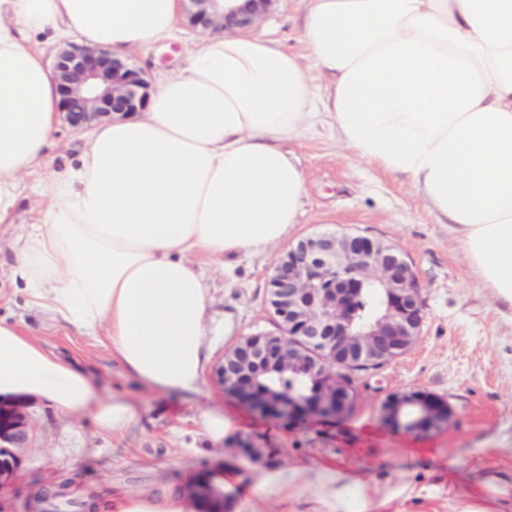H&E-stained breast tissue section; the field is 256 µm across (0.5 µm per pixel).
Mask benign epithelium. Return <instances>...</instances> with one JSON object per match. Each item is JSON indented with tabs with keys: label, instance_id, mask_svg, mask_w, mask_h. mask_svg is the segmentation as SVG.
Returning a JSON list of instances; mask_svg holds the SVG:
<instances>
[{
	"label": "benign epithelium",
	"instance_id": "1",
	"mask_svg": "<svg viewBox=\"0 0 512 512\" xmlns=\"http://www.w3.org/2000/svg\"><path fill=\"white\" fill-rule=\"evenodd\" d=\"M185 24L201 33L255 28L263 14L252 9L216 20L214 0H186ZM52 70L60 112L69 128L81 130L112 113L140 112L150 83L144 72L104 50L79 43L54 53ZM372 284L384 307L371 322L359 316L362 288ZM267 309L274 330L243 337L215 370L225 394L276 417H334L350 410L361 372L404 354L421 335L424 300L412 266L391 246L370 236L331 231L288 245L267 284ZM286 374L306 380L304 395L260 390L261 376ZM385 422L421 432L448 422L443 400L422 391L391 395ZM29 441V419L20 403H0V483L8 480Z\"/></svg>",
	"mask_w": 512,
	"mask_h": 512
}]
</instances>
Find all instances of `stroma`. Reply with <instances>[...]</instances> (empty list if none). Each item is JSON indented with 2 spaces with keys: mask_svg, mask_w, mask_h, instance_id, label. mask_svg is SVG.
<instances>
[{
  "mask_svg": "<svg viewBox=\"0 0 512 512\" xmlns=\"http://www.w3.org/2000/svg\"><path fill=\"white\" fill-rule=\"evenodd\" d=\"M299 0H276L254 28L290 53L305 55ZM203 36L181 27L175 40L144 46L132 55L152 83L184 65ZM306 178L299 224L288 240L324 230L371 236L395 247L412 265L426 307L415 344L381 369L362 376L352 410L339 418L288 422L253 411L224 395L212 375L198 392L156 397L124 375L102 338L76 336L13 294L0 268V317L30 327L60 356L91 371L105 394L127 397L141 410L123 436L100 433L91 422L56 415L25 401L30 439L13 476L0 485V512H54L44 493L63 482L66 512H89L117 495L185 489L231 473L237 491L223 512H329L311 494L327 472L369 481L387 495L382 512H458L473 504L492 508L480 484L486 472L512 467V315L483 288L458 242L434 222L423 197L402 180L358 160L329 125L305 130L288 144ZM287 242L242 258L232 272L205 259L212 298L213 361L242 337L272 328L267 283ZM409 390L447 402L451 417L429 432L396 429L381 417L390 394ZM215 408L235 430L213 446L196 438L194 420ZM259 450L256 460L237 442ZM304 468L296 490L274 497L254 491L265 473Z\"/></svg>",
  "mask_w": 512,
  "mask_h": 512,
  "instance_id": "stroma-1",
  "label": "stroma"
}]
</instances>
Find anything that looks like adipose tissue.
Listing matches in <instances>:
<instances>
[{
  "label": "adipose tissue",
  "instance_id": "adipose-tissue-1",
  "mask_svg": "<svg viewBox=\"0 0 512 512\" xmlns=\"http://www.w3.org/2000/svg\"><path fill=\"white\" fill-rule=\"evenodd\" d=\"M302 40L327 80L247 33L207 35L146 111L94 124L48 182V203L0 267L28 306L159 395L199 390L210 359L201 256L253 255L301 214L302 170L282 148L330 122L341 145L407 181L483 287L512 308V0H301ZM183 0H0V223L41 169L60 124L33 39L80 36L110 53L169 39ZM33 397L120 435L141 414L102 395L0 318V400ZM107 512H195L180 492L128 494Z\"/></svg>",
  "mask_w": 512,
  "mask_h": 512
}]
</instances>
